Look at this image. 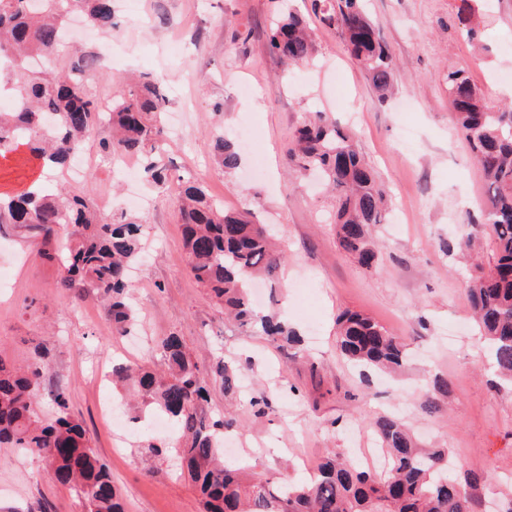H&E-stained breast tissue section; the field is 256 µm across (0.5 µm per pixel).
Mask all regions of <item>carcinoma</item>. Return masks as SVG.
<instances>
[{
	"mask_svg": "<svg viewBox=\"0 0 512 512\" xmlns=\"http://www.w3.org/2000/svg\"><path fill=\"white\" fill-rule=\"evenodd\" d=\"M113 0H0V89L12 107L0 111V158L25 150L26 161L51 176L67 168L73 154L101 126L99 99L89 84L100 68L90 51L71 53L62 70L51 67L63 48L69 19L78 15L93 28L112 29ZM466 7L458 21L470 38L477 9ZM314 11L334 27L381 98L391 88V58L385 42L361 7V0H314ZM270 45L287 66L310 61L315 44L304 20L283 12L274 22ZM40 57L46 65L32 68ZM456 128L467 140L487 186L481 223L491 226L496 257L485 269L475 266L468 296L492 367L512 382V106L493 109L462 70L447 75ZM167 89L159 76L122 82L112 98V138L102 142L103 155H133L156 184L167 179L160 165L165 140L160 123ZM218 165L231 172L241 165L233 143L215 141ZM288 157L300 173L318 171L336 191V244L344 254L370 269L377 253L372 227L385 219L382 188L357 143L335 122L316 112L294 131ZM178 217L193 279L224 307L239 326L258 328L274 340L293 341L296 333L274 315L251 305L253 279L270 278L279 269L277 251L263 224L228 212L208 198L202 186L187 183L179 196ZM0 224L37 226L50 234L54 224L70 226L66 275L60 287L81 288L109 299L115 332H129L135 312L128 301V275L145 252L144 224L123 209L102 213L75 189L48 191L39 186L0 197ZM336 349L365 377L370 371H396L406 362L404 339L372 318L344 311L337 317ZM160 372L132 364L112 366L113 380L138 394L145 407L176 426L173 439L154 438L142 448L149 457L169 454L187 469L199 489L204 512H475L480 478L461 485L452 473L446 448H421L406 422L387 415L376 422L377 439L388 454L387 466L359 469L336 454L326 459L309 483L245 475L224 461V432L235 420L208 415L207 381L183 341L169 336L158 348ZM241 369L217 365L224 392L240 389ZM41 378L38 363L16 367L0 358V447L14 448L46 462L55 479L77 496L82 512H124L111 474L89 444L86 431L69 411L65 390L51 391L53 417L42 421L35 408ZM445 379L433 382L430 409L448 398Z\"/></svg>",
	"mask_w": 512,
	"mask_h": 512,
	"instance_id": "1",
	"label": "carcinoma"
}]
</instances>
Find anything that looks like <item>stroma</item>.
<instances>
[{"instance_id":"stroma-1","label":"stroma","mask_w":512,"mask_h":512,"mask_svg":"<svg viewBox=\"0 0 512 512\" xmlns=\"http://www.w3.org/2000/svg\"><path fill=\"white\" fill-rule=\"evenodd\" d=\"M315 33V60L287 68L269 46L270 21L285 2ZM480 8L476 41L458 23L463 0H364L393 59L392 95L379 102L366 73L335 28L314 15L312 0H114L113 56L92 86L112 97L131 73H158L167 84L162 162L169 181L144 183L145 259L133 273V335L113 332L108 302L60 286L65 271L45 257L38 230L0 225V358L40 361L41 418L51 392L64 388L74 418L106 463L124 512H202L196 488L176 461L139 453L134 430L101 415L91 381L96 365L157 362V344L175 334L211 379L207 408L235 421L236 452L226 460L269 476L302 481L336 453L355 457L359 428L374 440L378 416L395 412L426 446L448 449L457 476L483 475L482 502L512 505V388L499 385L473 327L470 264L446 247L471 229L486 200L484 178L457 134L448 99L449 71L466 70L494 105L512 104V0ZM324 112L354 135L388 199L374 236L377 262L365 269L336 245L331 198L287 158L296 126ZM251 127L254 154L224 173L213 157L217 136L238 141ZM199 179L225 210H250L270 225L285 256L265 308L277 310L304 339L302 352L247 333L224 318L190 275L175 201L184 179ZM90 204H121L127 185L101 166L78 182ZM364 313L402 336L412 361L397 377L362 380L336 350L338 313ZM48 353L38 360L35 350ZM252 365L246 396L216 385L218 362ZM447 379V402L422 409L427 381ZM265 398L264 409L252 406ZM0 512H81L74 492L36 456L0 450Z\"/></svg>"}]
</instances>
